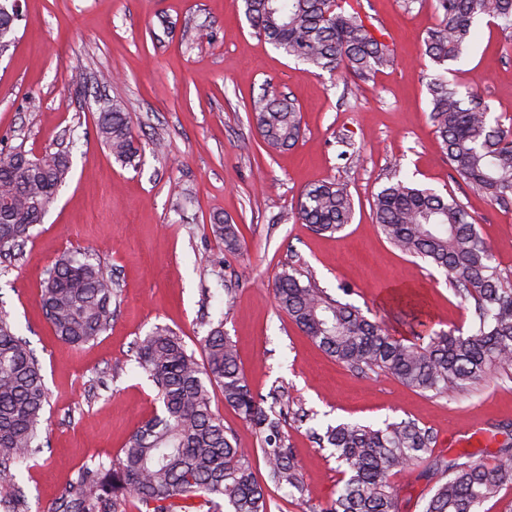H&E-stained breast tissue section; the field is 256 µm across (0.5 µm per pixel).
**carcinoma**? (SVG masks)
Returning <instances> with one entry per match:
<instances>
[{
	"label": "carcinoma",
	"instance_id": "carcinoma-1",
	"mask_svg": "<svg viewBox=\"0 0 512 512\" xmlns=\"http://www.w3.org/2000/svg\"><path fill=\"white\" fill-rule=\"evenodd\" d=\"M244 14L269 44L285 56L321 71L341 69L366 79L392 61L383 35L366 23L348 0H242ZM438 24L427 32L424 54L437 67L430 75V120L442 140L448 167L499 206L512 203V126L490 117L473 92L461 95L448 80V63L478 35L482 15L512 28V0H435ZM14 7L0 2V54L15 41ZM254 121L268 147L294 146L302 135L294 101L272 92L254 104ZM97 135L123 164L139 157L127 114L117 104L98 113ZM71 172L69 156L25 150L0 157V254L29 237ZM375 224L400 252L442 272L455 297L474 304L468 333L425 329L406 343L385 332L348 302L333 298L297 271L278 276L279 307L336 361L361 374L385 373L421 392H469L512 368V281L504 277L476 227L453 195L409 183L390 182L373 198ZM354 200L347 184L327 181L306 189L297 218L317 233L335 234L351 223ZM212 236L230 252L241 249L234 225L215 221ZM112 274L87 257H57L41 285L40 303L55 335L74 347L100 336L112 323ZM203 360L169 328L157 326L139 341L137 365L152 381L161 413L130 436L116 459L78 471L53 512H125L131 498L145 512H191L203 499L207 512H271L265 486L250 454L237 446L211 407L218 388L224 404L264 435L261 448L269 479L304 497L295 458L280 435L274 407L264 408L241 372L223 323L202 339ZM47 402L41 365L7 316L0 314V499L5 512H27L18 464L40 451L34 445ZM343 467L341 486L320 512H399L390 472L423 466L419 476L437 478L423 512H478L512 483V436L488 466L463 456L432 455L434 436L412 422L379 427L328 425L324 434Z\"/></svg>",
	"mask_w": 512,
	"mask_h": 512
}]
</instances>
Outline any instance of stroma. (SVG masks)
<instances>
[{
  "label": "stroma",
  "mask_w": 512,
  "mask_h": 512,
  "mask_svg": "<svg viewBox=\"0 0 512 512\" xmlns=\"http://www.w3.org/2000/svg\"><path fill=\"white\" fill-rule=\"evenodd\" d=\"M351 2L394 50L392 66L365 81L305 71L259 36L241 0H22L16 40L0 55V152L71 159L42 223L0 261V311L28 341L49 392V446L17 469L28 512H48L80 467L115 457L153 415L155 389L135 357L158 326L197 351L223 325L252 392L268 406L288 398L280 432L306 494L297 501L268 484L271 512H319L333 497L341 475L321 441L330 424L410 421L433 433L434 454L494 463L512 430V373L465 394L415 391L338 363L276 304V276L294 270L392 336L415 338L398 315L405 301L432 330L469 329L472 304L374 222L372 197L395 174L458 197L512 278V205L490 203L449 168L429 120L423 40L437 23L433 0ZM448 78L512 121V30L480 21ZM267 90L300 110L303 135L291 148L269 149L256 129L253 105ZM114 102L142 146L131 165L96 133L100 108ZM334 179L348 183L354 218L319 234L297 221L298 203ZM218 218L236 225L240 251L210 234ZM75 250L117 288L110 327L81 347L57 339L39 303L47 270ZM212 408L266 478L262 435L220 391ZM390 481L399 512H422L432 481L414 471Z\"/></svg>",
  "instance_id": "35a3bbf8"
}]
</instances>
